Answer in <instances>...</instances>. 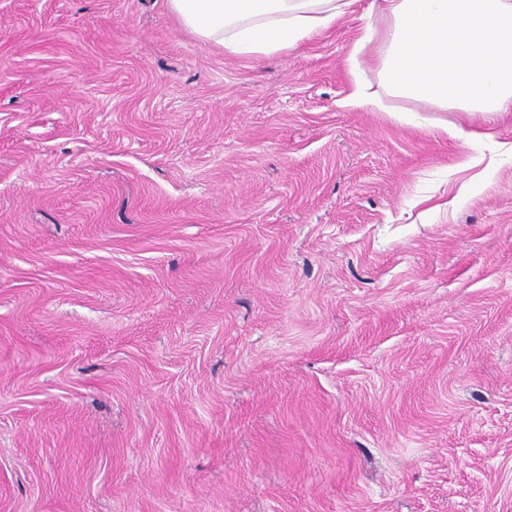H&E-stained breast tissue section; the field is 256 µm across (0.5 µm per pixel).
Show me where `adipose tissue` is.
Masks as SVG:
<instances>
[{"label": "adipose tissue", "instance_id": "adipose-tissue-1", "mask_svg": "<svg viewBox=\"0 0 512 512\" xmlns=\"http://www.w3.org/2000/svg\"><path fill=\"white\" fill-rule=\"evenodd\" d=\"M354 0H167L178 25L228 56L292 52ZM385 20L376 30L373 17ZM348 58L373 49L389 94L486 119L512 111V0H371Z\"/></svg>", "mask_w": 512, "mask_h": 512}]
</instances>
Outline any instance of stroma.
<instances>
[{"mask_svg": "<svg viewBox=\"0 0 512 512\" xmlns=\"http://www.w3.org/2000/svg\"><path fill=\"white\" fill-rule=\"evenodd\" d=\"M368 3L0 0V512H512V112L349 105ZM178 25L228 56L292 52L331 28L357 0H166Z\"/></svg>", "mask_w": 512, "mask_h": 512, "instance_id": "35a3bbf8", "label": "stroma"}]
</instances>
